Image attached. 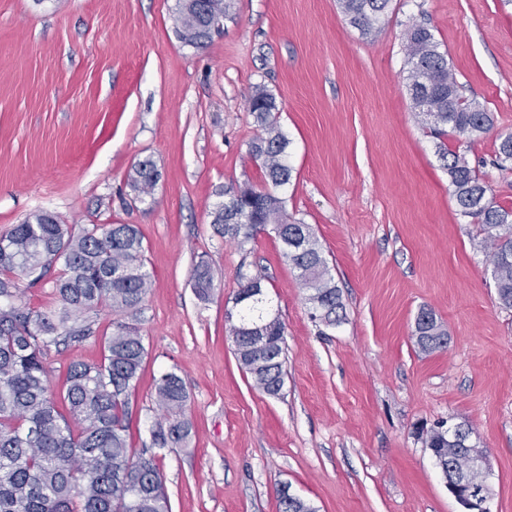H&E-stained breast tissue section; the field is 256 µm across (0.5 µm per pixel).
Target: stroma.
<instances>
[{
    "mask_svg": "<svg viewBox=\"0 0 512 512\" xmlns=\"http://www.w3.org/2000/svg\"><path fill=\"white\" fill-rule=\"evenodd\" d=\"M175 4L0 0V234L39 211L75 234L139 227L151 284L133 443L148 439L155 381L170 370L194 426L186 447L158 453L171 512H277L284 484L317 512H461L425 444L440 421L487 449V506L512 512V309L412 112L403 48L426 25L462 93L495 113L469 157L510 205L512 169L495 160L512 133V0H391L366 37L338 0H231L199 49L178 38ZM258 87L289 140L279 194L341 292L333 327L311 318L274 234L242 250L211 224L225 189L265 183L248 158ZM145 160L161 177L141 198L130 176ZM202 259L215 283L206 301L192 287ZM258 268L285 326L277 397L241 369L228 321L238 272ZM424 307L447 348L416 345ZM113 319L90 311L94 337L51 348L53 387L72 362L100 360Z\"/></svg>",
    "mask_w": 512,
    "mask_h": 512,
    "instance_id": "1",
    "label": "stroma"
}]
</instances>
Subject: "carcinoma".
Returning a JSON list of instances; mask_svg holds the SVG:
<instances>
[{"label": "carcinoma", "mask_w": 512, "mask_h": 512, "mask_svg": "<svg viewBox=\"0 0 512 512\" xmlns=\"http://www.w3.org/2000/svg\"><path fill=\"white\" fill-rule=\"evenodd\" d=\"M348 23L371 34L390 0H338ZM229 0H177L176 31L195 48L211 38L214 18ZM408 94L423 128L440 139L438 154L448 171L459 214L477 226L479 246L491 264L500 304L512 308V206L496 201L485 174L472 166L467 150L495 125L494 113L460 91L431 30L414 25L405 32ZM261 133L249 149L266 186L224 191L211 224L226 241L242 248L257 233L272 230L283 254L305 288L311 317L327 327L342 320L340 290L330 274L312 227L288 217L283 198L269 187L289 184L286 135L274 112L275 98L258 88L249 99ZM497 166L512 164V134L499 137ZM158 169L149 161L135 166L132 185L149 194ZM0 512H169L165 479L155 449L185 445L192 431L185 417L188 395L174 372L156 382L157 418L149 440L133 450L131 405L143 369L146 348L138 322L151 275L143 242L133 224L92 225L79 236L47 212H37L0 236ZM57 311H39L17 303L20 280L38 283L55 265ZM237 294L265 288V276L238 273ZM193 288L208 300L215 288L208 262L196 263ZM108 307L122 319L104 337L101 361H77L67 369L62 391L54 396L47 363L51 347L93 336L83 315ZM241 368L271 397L284 387V325L269 311L265 293L239 302L238 324L231 328ZM413 336L424 352L448 345V334L432 310L422 308ZM439 468L459 466L461 442L446 430L426 438ZM278 512H315L301 498L278 496Z\"/></svg>", "instance_id": "obj_1"}]
</instances>
